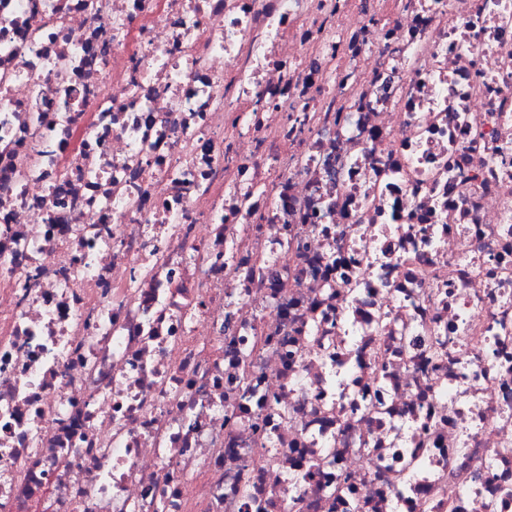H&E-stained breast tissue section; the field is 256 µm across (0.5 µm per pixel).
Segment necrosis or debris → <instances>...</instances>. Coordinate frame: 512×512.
Here are the masks:
<instances>
[{
  "mask_svg": "<svg viewBox=\"0 0 512 512\" xmlns=\"http://www.w3.org/2000/svg\"><path fill=\"white\" fill-rule=\"evenodd\" d=\"M0 512H512V0H0Z\"/></svg>",
  "mask_w": 512,
  "mask_h": 512,
  "instance_id": "1",
  "label": "necrosis or debris"
}]
</instances>
